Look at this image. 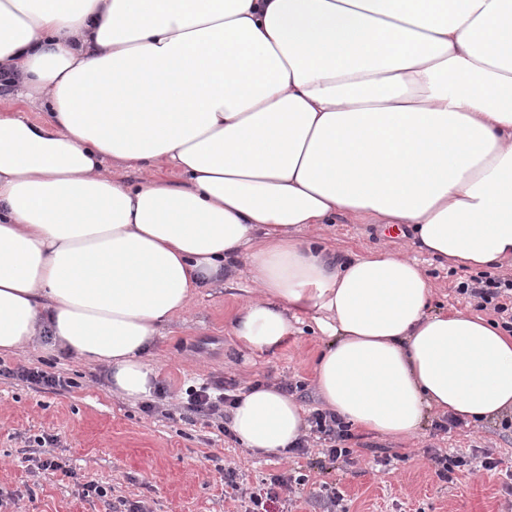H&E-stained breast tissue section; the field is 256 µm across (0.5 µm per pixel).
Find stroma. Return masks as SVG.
Here are the masks:
<instances>
[{
    "label": "stroma",
    "instance_id": "obj_1",
    "mask_svg": "<svg viewBox=\"0 0 512 512\" xmlns=\"http://www.w3.org/2000/svg\"><path fill=\"white\" fill-rule=\"evenodd\" d=\"M325 243L364 252L371 247L397 249L402 239L382 234L378 226L345 219L324 225ZM434 286V305L473 310L458 295L459 280L470 274L448 270L423 258ZM246 268L201 289L189 310L164 325L149 361L166 390L156 413L141 402L114 394L104 366L88 364L36 337L7 365L37 367L61 374L73 385L64 390L39 389L0 379V496L14 498L13 512H112L103 499L85 496L94 482L108 494L143 502L149 512H245L248 502L224 486L225 469H235L247 486L261 487L273 474H304V484L290 497L269 504V512H322L321 499L336 488L341 512H507L512 503V429L500 420L436 431L425 423L411 441L361 434L362 462L350 468L323 456L256 457L225 437L215 426L187 412L188 389L213 377L243 391L256 382L301 383L297 399L310 410L321 403L312 378L324 338L302 328L274 353H250L229 334L235 313L248 298ZM45 445H38V438ZM442 450L471 456L492 452L497 469L458 471L452 481L435 475L430 454ZM399 453L393 470L380 471L376 457ZM53 454L66 461L67 472L37 470L33 458Z\"/></svg>",
    "mask_w": 512,
    "mask_h": 512
}]
</instances>
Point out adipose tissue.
I'll return each instance as SVG.
<instances>
[{
	"mask_svg": "<svg viewBox=\"0 0 512 512\" xmlns=\"http://www.w3.org/2000/svg\"><path fill=\"white\" fill-rule=\"evenodd\" d=\"M0 72L45 110L0 109L1 354L46 335L149 397L160 328L243 259L231 336L273 353L309 315L352 428L512 414L511 334L434 309L404 250L305 234L343 217L512 265V0H0ZM230 428L285 458L305 410L256 385Z\"/></svg>",
	"mask_w": 512,
	"mask_h": 512,
	"instance_id": "ef3b65f1",
	"label": "adipose tissue"
}]
</instances>
